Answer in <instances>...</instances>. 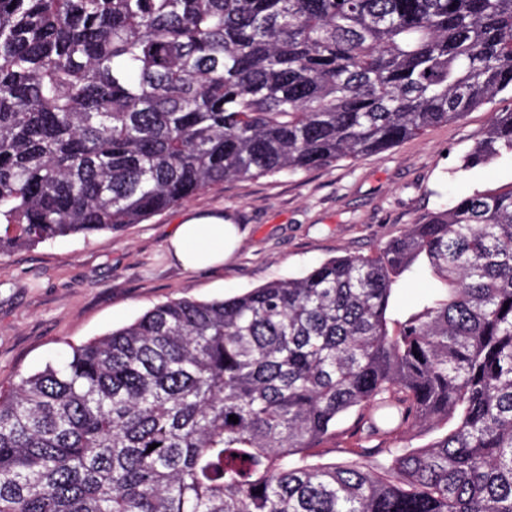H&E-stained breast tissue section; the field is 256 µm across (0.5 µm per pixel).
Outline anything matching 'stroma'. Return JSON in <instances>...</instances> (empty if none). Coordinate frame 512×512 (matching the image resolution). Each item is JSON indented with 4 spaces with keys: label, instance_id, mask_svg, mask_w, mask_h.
<instances>
[{
    "label": "stroma",
    "instance_id": "1",
    "mask_svg": "<svg viewBox=\"0 0 512 512\" xmlns=\"http://www.w3.org/2000/svg\"><path fill=\"white\" fill-rule=\"evenodd\" d=\"M511 110L506 92L382 154L227 181L120 232L0 255V386L60 363L70 345L120 328L156 304L229 297L332 257L373 253L454 197L512 185L510 153L482 167L461 166L493 113ZM219 214L243 234L233 259L185 272L166 251L170 232L186 219ZM354 420L343 417L335 437L308 450V462L351 461Z\"/></svg>",
    "mask_w": 512,
    "mask_h": 512
}]
</instances>
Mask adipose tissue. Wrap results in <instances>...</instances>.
<instances>
[{
    "label": "adipose tissue",
    "mask_w": 512,
    "mask_h": 512,
    "mask_svg": "<svg viewBox=\"0 0 512 512\" xmlns=\"http://www.w3.org/2000/svg\"><path fill=\"white\" fill-rule=\"evenodd\" d=\"M238 241L235 225L214 216L176 225L167 248L184 269L194 272L223 264Z\"/></svg>",
    "instance_id": "ef3b65f1"
}]
</instances>
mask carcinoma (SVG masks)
Returning a JSON list of instances; mask_svg holds the SVG:
<instances>
[{
    "label": "carcinoma",
    "mask_w": 512,
    "mask_h": 512,
    "mask_svg": "<svg viewBox=\"0 0 512 512\" xmlns=\"http://www.w3.org/2000/svg\"><path fill=\"white\" fill-rule=\"evenodd\" d=\"M509 91L512 0H0V254L381 154ZM504 152L512 112L462 167ZM422 256L444 287L392 334ZM353 410L365 442L455 425L290 464ZM0 512H512V186L20 377ZM448 428V425H425L416 428L409 433L405 434L397 445L402 448L415 449L422 448L434 439L440 437Z\"/></svg>",
    "instance_id": "1"
}]
</instances>
